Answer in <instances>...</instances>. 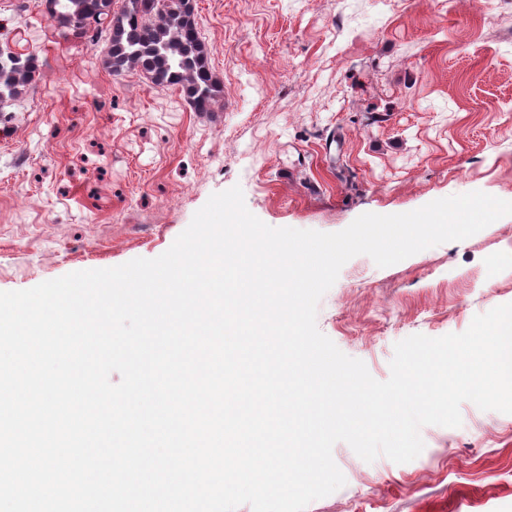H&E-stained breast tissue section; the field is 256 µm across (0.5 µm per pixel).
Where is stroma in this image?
<instances>
[{
    "label": "stroma",
    "instance_id": "1",
    "mask_svg": "<svg viewBox=\"0 0 512 512\" xmlns=\"http://www.w3.org/2000/svg\"><path fill=\"white\" fill-rule=\"evenodd\" d=\"M216 117L102 47L0 0V44L38 76L0 108V291L152 259L215 193L240 186L268 226L333 233L481 191L512 201V0H194ZM512 303V215L381 268L350 259L319 330L373 378L397 342L468 329ZM422 453L368 463L306 512H512V414L460 408Z\"/></svg>",
    "mask_w": 512,
    "mask_h": 512
}]
</instances>
